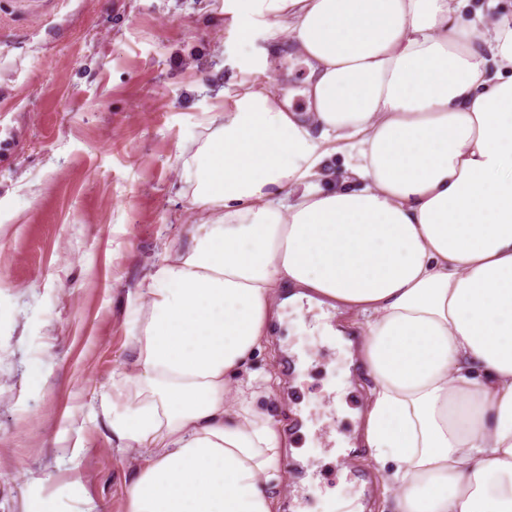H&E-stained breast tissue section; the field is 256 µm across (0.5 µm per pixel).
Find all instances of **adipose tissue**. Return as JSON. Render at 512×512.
I'll return each instance as SVG.
<instances>
[{
	"label": "adipose tissue",
	"mask_w": 512,
	"mask_h": 512,
	"mask_svg": "<svg viewBox=\"0 0 512 512\" xmlns=\"http://www.w3.org/2000/svg\"><path fill=\"white\" fill-rule=\"evenodd\" d=\"M302 58L240 86L184 172L199 207L130 299L128 512H276L287 437L251 359L336 308L392 512H512V0H224Z\"/></svg>",
	"instance_id": "ef3b65f1"
}]
</instances>
